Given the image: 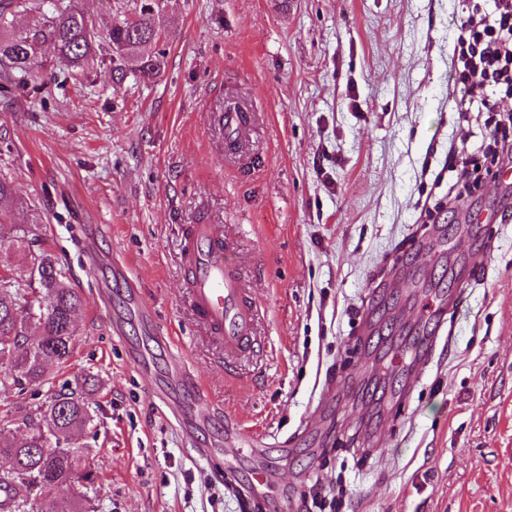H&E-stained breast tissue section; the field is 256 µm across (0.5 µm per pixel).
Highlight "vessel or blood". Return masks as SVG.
<instances>
[{
  "mask_svg": "<svg viewBox=\"0 0 512 512\" xmlns=\"http://www.w3.org/2000/svg\"><path fill=\"white\" fill-rule=\"evenodd\" d=\"M212 120L224 139L225 150L242 157L249 150L262 115L246 105L239 111L213 113ZM232 235L229 228L192 225L181 250V261L188 277L190 307L211 341L223 352L225 361L238 362L255 355L262 345L257 332L261 309L242 279L230 244ZM171 380L190 391L180 412L184 429L222 419V412L212 407L202 381L187 375L182 360L174 361Z\"/></svg>",
  "mask_w": 512,
  "mask_h": 512,
  "instance_id": "1",
  "label": "vessel or blood"
}]
</instances>
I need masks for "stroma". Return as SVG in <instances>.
<instances>
[{
  "instance_id": "stroma-1",
  "label": "stroma",
  "mask_w": 512,
  "mask_h": 512,
  "mask_svg": "<svg viewBox=\"0 0 512 512\" xmlns=\"http://www.w3.org/2000/svg\"><path fill=\"white\" fill-rule=\"evenodd\" d=\"M165 68L144 83L42 45L35 87L0 91V275L50 251L83 306L53 383L84 373L90 487L67 512H512V185L448 191L494 147L463 114L454 49L472 0H155ZM265 119L250 164L208 122L226 92ZM193 224L233 225L262 311L239 375L184 303ZM249 443L211 460L154 395L173 357ZM271 478L253 487L255 469Z\"/></svg>"
}]
</instances>
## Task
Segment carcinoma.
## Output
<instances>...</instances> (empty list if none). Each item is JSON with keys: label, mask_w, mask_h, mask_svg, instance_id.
<instances>
[{"label": "carcinoma", "mask_w": 512, "mask_h": 512, "mask_svg": "<svg viewBox=\"0 0 512 512\" xmlns=\"http://www.w3.org/2000/svg\"><path fill=\"white\" fill-rule=\"evenodd\" d=\"M59 6L44 17L42 28L31 34L13 30L15 11L26 0H0V68L4 82L28 85L37 77L42 43L52 44L59 62L82 70L96 60L99 35L93 21L76 0H57ZM162 35L155 4L144 3L131 18L112 23L104 42L111 50L112 70L144 81L159 76L163 54L141 56L128 67V58L158 42ZM82 306L70 287L65 265L42 252L19 276L0 275V389L18 395L33 385L48 384L50 370L66 364L73 352L72 321ZM12 412L0 415V512H30L48 505L59 485L91 480L81 468L80 434L93 424L88 404L75 394H55L28 423L19 442L3 443Z\"/></svg>", "instance_id": "obj_1"}]
</instances>
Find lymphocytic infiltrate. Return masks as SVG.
<instances>
[{
  "label": "lymphocytic infiltrate",
  "mask_w": 512,
  "mask_h": 512,
  "mask_svg": "<svg viewBox=\"0 0 512 512\" xmlns=\"http://www.w3.org/2000/svg\"><path fill=\"white\" fill-rule=\"evenodd\" d=\"M493 3V11L471 14L457 38L454 68L464 90L462 108L500 114L491 132L498 151L480 164L466 155L458 160V176L468 185L496 183L512 166V113L499 109L501 97H512V0Z\"/></svg>",
  "instance_id": "obj_1"
}]
</instances>
